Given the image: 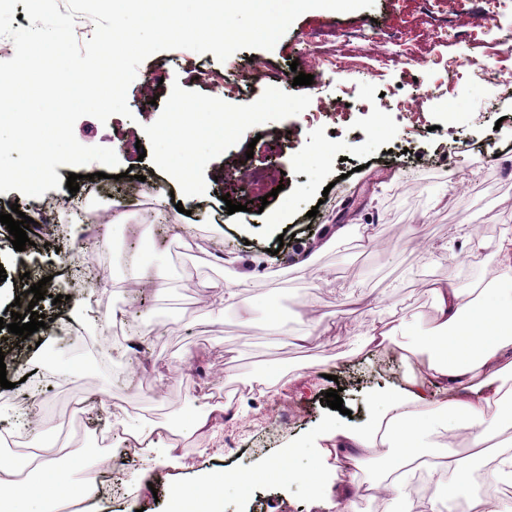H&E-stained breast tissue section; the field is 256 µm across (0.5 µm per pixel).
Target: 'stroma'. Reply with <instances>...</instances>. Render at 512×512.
Returning <instances> with one entry per match:
<instances>
[{"label": "stroma", "mask_w": 512, "mask_h": 512, "mask_svg": "<svg viewBox=\"0 0 512 512\" xmlns=\"http://www.w3.org/2000/svg\"><path fill=\"white\" fill-rule=\"evenodd\" d=\"M481 7L375 0L350 12L309 10L270 50L223 62L210 52L156 53L128 89L131 117H81L77 140L113 149L121 179L100 177L91 163L79 167L75 193L64 185L39 200L0 193V212L15 206L31 218L46 202L54 217L49 229L28 230L21 252L0 224V318L10 319L13 303L28 305V289L42 280L37 312L83 337L61 342L42 329L23 340L0 329L11 383L0 388V410L31 409L41 426L0 456L23 470L36 447L53 449L74 485L93 479L94 512H169L171 484L228 470L263 477L245 488L226 482L223 512H327L301 480L267 468L288 448L297 471L313 470L311 444L324 423H367L376 392L414 374L397 344L369 352L355 330L426 324L436 282L452 272L464 285L496 274L492 249L460 252V237L491 241L512 229V0H500L489 25H471ZM439 22L449 36L434 42L427 32ZM323 35L345 57L344 71L294 85L291 62L305 61ZM452 58L461 62L454 70ZM201 62L229 86L242 83V93L196 82L190 70ZM259 62L273 77L257 78ZM216 96L229 117L248 103L267 110L259 124L197 143L190 196L155 160L178 150L165 137L174 99ZM273 98L279 107H269ZM324 101L336 112L323 111ZM247 168L264 179L244 181ZM116 200L129 203L128 219L104 222ZM230 202L241 211L228 213ZM341 226L346 235H337ZM91 231L90 261L105 277L77 291L68 255ZM142 267L161 274V288L140 278ZM243 274L258 298L248 325L219 301L221 287ZM79 298L107 315L106 325L71 322ZM115 310L122 319L111 320ZM116 345L126 355L102 363ZM39 375L46 396L26 405L27 379ZM337 386L340 412L323 402ZM204 411L210 428L184 433ZM127 424L181 432L178 462L140 450L104 462Z\"/></svg>", "instance_id": "obj_1"}]
</instances>
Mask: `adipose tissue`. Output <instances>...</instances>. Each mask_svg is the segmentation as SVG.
<instances>
[{"label":"adipose tissue","instance_id":"1","mask_svg":"<svg viewBox=\"0 0 512 512\" xmlns=\"http://www.w3.org/2000/svg\"><path fill=\"white\" fill-rule=\"evenodd\" d=\"M203 111L215 122L224 120L218 101ZM200 112L177 107L171 134L188 144L208 133L209 124L200 120ZM488 247L497 258V275L488 283L467 286L449 276L434 290L433 320L408 350L412 356L425 354L426 370L436 387L479 375L484 383L448 401L427 399L413 381L401 391L379 394L382 410L368 426L326 425L315 445L318 464L304 476L311 496L329 491L337 461H347L357 470L373 455L388 461L382 475L337 492L329 501L331 512H356L355 498L362 492L384 502L385 512H445L471 465L485 458L491 461L488 483L512 486V232L491 243L471 234L460 245L467 253ZM433 434L460 441L461 450H430L428 438ZM34 468L49 477V485L29 483L12 463L0 458V512H27L44 500L57 510L77 498V491L58 476L52 450L38 455ZM415 473L433 489L416 502L406 492L408 478ZM223 484L222 477L205 475L192 483L171 484L170 495L177 505L201 499L208 502L209 512H222Z\"/></svg>","mask_w":512,"mask_h":512}]
</instances>
